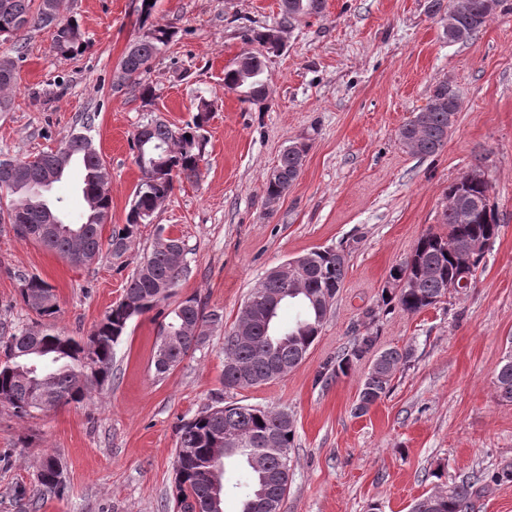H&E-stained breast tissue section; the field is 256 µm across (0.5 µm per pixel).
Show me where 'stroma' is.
Masks as SVG:
<instances>
[{"label":"stroma","instance_id":"obj_1","mask_svg":"<svg viewBox=\"0 0 512 512\" xmlns=\"http://www.w3.org/2000/svg\"><path fill=\"white\" fill-rule=\"evenodd\" d=\"M431 0H326L322 14L293 22L283 50L268 55L265 110L224 87V70L257 52L244 28L275 25L280 0H156L153 23L173 31L146 76L155 95L118 85L119 62L140 34V0H63L88 42L57 55L47 31L20 38L21 82L0 112V155L54 148L93 115L91 135L111 181L103 236L125 224L141 178L130 149L140 125L180 129L199 102L212 107L199 182L176 183L122 256L103 247L76 266L38 242L0 231V332L29 323L23 277L54 289L56 325L85 336L124 294L158 228L185 243L187 267L174 298L198 296L221 315L205 343L169 374L153 362L154 313L134 317L114 349L112 379L81 404L19 419L0 409V512H174L178 428L211 404L271 407L295 425L284 512H409L414 501L472 471L512 466V403L493 377L512 350V0H502L474 39L449 42ZM451 81L461 102L446 145L420 156L398 131ZM309 146L299 178L269 201L268 172L289 145ZM492 185L499 235L473 286L421 312L384 302L390 270L426 232L447 234L444 193L471 170ZM319 247L344 251L347 270L323 328L285 376L225 391L224 335L270 268ZM377 350H409L385 397L356 415L371 358L323 380L325 363L355 337ZM60 462L67 489L43 491L42 459Z\"/></svg>","mask_w":512,"mask_h":512}]
</instances>
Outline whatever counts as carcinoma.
<instances>
[{"mask_svg": "<svg viewBox=\"0 0 512 512\" xmlns=\"http://www.w3.org/2000/svg\"><path fill=\"white\" fill-rule=\"evenodd\" d=\"M500 0H432L434 13L454 14V21L466 31V39L476 36L485 26L488 3ZM293 13L320 15L325 0H288ZM62 0H0V41L19 39L27 29H46L53 48L62 56L80 54L85 44L78 20L61 11ZM153 5L141 0L140 23L147 32L134 41L131 53L123 56L120 67L125 82L139 90L143 99L152 97V87L145 82L151 61L161 53L172 31L150 22ZM19 85V72L14 58L0 56V112L12 108ZM224 87L253 105L268 97L269 78L264 54L251 53L242 63L224 71ZM456 91L448 80L437 81L424 111L404 124L398 132L401 143L418 155H433L446 142L448 117L457 113ZM208 104L197 106L193 124L178 131L160 121L146 129L147 139L136 133L131 143L135 162L141 171L133 204L126 224L112 230L109 245L120 257L136 237L140 219L151 216L173 192L175 181L197 182L202 175L206 141L201 134L208 122ZM91 116L82 119L80 129L63 136L56 149L28 157L0 158V182L7 183L6 202L0 203V223L19 228L17 236L32 239L58 253L74 265L87 264L88 254L101 253L102 227L111 208V196L100 191L104 164L88 130ZM62 170L53 183L62 181L72 168L80 170V193L84 201L83 219L72 222L50 197L51 188L39 186L35 176ZM276 168L279 174L266 177L268 199L281 198L300 175L302 156L294 151L281 154ZM491 184L485 176L473 171L448 186L444 223L448 234H423L411 254L390 272V278H407L412 288L394 294L399 308L410 314L441 302L455 278L460 257L450 248L453 241H464L478 247L474 267L484 259L486 246L499 232L498 216L490 202ZM64 224L55 227V220ZM182 239L176 237L169 248L157 244L140 261L128 278L125 294L113 305L91 333L81 338L59 331L55 321L59 308L53 288L37 275L22 281L20 296L35 313L31 324L9 334H0V407L19 418L37 414L60 405L80 404L92 391L112 379L114 348L124 335L128 322L137 315L158 311L163 317L154 353L158 374L174 370L197 350L206 339V327L220 321V315L206 311L195 295L177 303L168 313L162 303L175 294L185 272L181 262ZM298 260L294 276L304 284L308 295L289 294L291 282L270 272L250 291L246 302L261 317L247 326L250 342L243 344L234 332L224 336L223 385L226 390L253 387L276 379L271 370L276 363L288 371L306 358L330 311L336 293L343 285L346 262L333 248L312 250ZM282 297L278 308H293L295 319L283 326L279 313L266 323L262 313L275 298ZM377 337L357 336L352 347L336 358V373H346L354 363L370 354ZM407 350L389 348L379 352L373 362L374 371L367 374L358 394L355 410L364 413L386 396L397 371L408 362ZM498 397L512 402V361L502 362L493 378ZM236 430L238 443L224 446V429ZM295 433L288 412L268 407L226 403L219 398L203 408L179 427V442L174 464L176 504L180 512H225V499L230 491L227 467L242 466L247 475V490L240 500L238 512H268L269 502L284 504L290 486V473L279 471L280 454L265 444L269 435L278 438L279 447L290 449ZM263 457L265 469L252 463L254 456ZM54 457L46 456L38 470L37 480L45 489L61 494L65 485L62 473L51 465ZM511 481L512 468L492 475L476 471L443 491L423 496L414 502L412 512H468L487 481Z\"/></svg>", "mask_w": 512, "mask_h": 512, "instance_id": "carcinoma-1", "label": "carcinoma"}]
</instances>
